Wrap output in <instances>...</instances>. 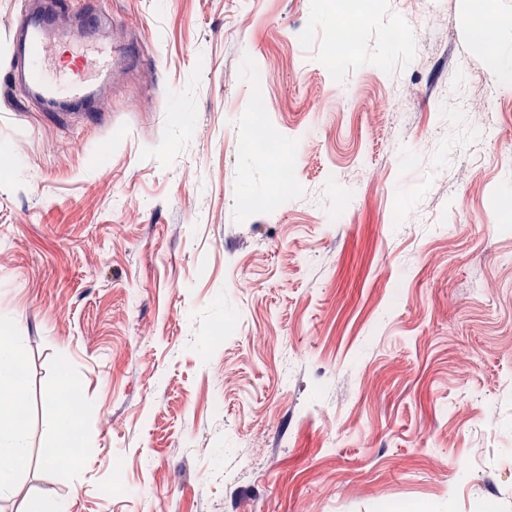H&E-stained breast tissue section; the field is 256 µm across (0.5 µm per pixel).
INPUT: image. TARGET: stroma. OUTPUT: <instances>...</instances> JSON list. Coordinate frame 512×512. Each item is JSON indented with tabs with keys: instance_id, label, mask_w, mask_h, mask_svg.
Instances as JSON below:
<instances>
[{
	"instance_id": "35a3bbf8",
	"label": "stroma",
	"mask_w": 512,
	"mask_h": 512,
	"mask_svg": "<svg viewBox=\"0 0 512 512\" xmlns=\"http://www.w3.org/2000/svg\"><path fill=\"white\" fill-rule=\"evenodd\" d=\"M350 4L338 54L337 0H103L137 60L92 111L0 102L28 373L0 512H512V61L469 0ZM260 123L286 190L237 149ZM65 377L79 452L51 464Z\"/></svg>"
}]
</instances>
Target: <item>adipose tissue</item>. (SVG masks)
Instances as JSON below:
<instances>
[{
	"label": "adipose tissue",
	"mask_w": 512,
	"mask_h": 512,
	"mask_svg": "<svg viewBox=\"0 0 512 512\" xmlns=\"http://www.w3.org/2000/svg\"><path fill=\"white\" fill-rule=\"evenodd\" d=\"M22 367L17 336H0V493L11 487L26 453V396L17 379Z\"/></svg>",
	"instance_id": "adipose-tissue-1"
}]
</instances>
